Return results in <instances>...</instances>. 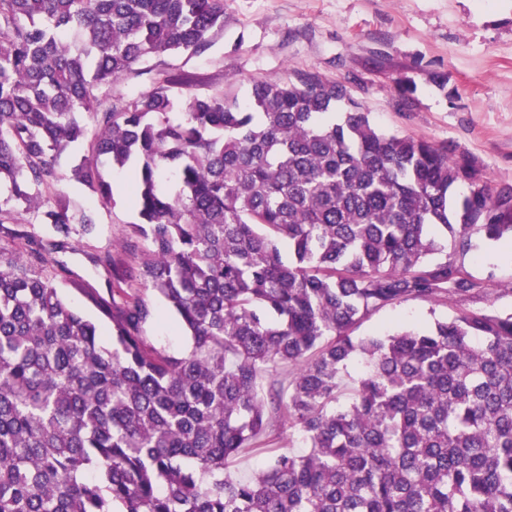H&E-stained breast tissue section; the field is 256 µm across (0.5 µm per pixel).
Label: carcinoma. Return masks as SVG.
Wrapping results in <instances>:
<instances>
[{
	"label": "carcinoma",
	"instance_id": "carcinoma-1",
	"mask_svg": "<svg viewBox=\"0 0 512 512\" xmlns=\"http://www.w3.org/2000/svg\"><path fill=\"white\" fill-rule=\"evenodd\" d=\"M223 29L224 0H0V182L52 232L10 248L31 233L0 205V512H512V316L353 335L387 306L472 297L459 258L476 233L512 238V186L381 131L315 73L254 79L242 104L149 65ZM80 148L68 179L105 204L101 167L129 171L138 215L134 264L92 258L105 291L45 258L95 224L44 200ZM126 280L189 348L144 335L157 308ZM285 430L308 451L226 471ZM267 462L268 454L264 449L252 448L240 454L227 466L226 471L232 475L259 473L265 469Z\"/></svg>",
	"mask_w": 512,
	"mask_h": 512
}]
</instances>
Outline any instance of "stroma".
<instances>
[{
  "instance_id": "35a3bbf8",
  "label": "stroma",
  "mask_w": 512,
  "mask_h": 512,
  "mask_svg": "<svg viewBox=\"0 0 512 512\" xmlns=\"http://www.w3.org/2000/svg\"><path fill=\"white\" fill-rule=\"evenodd\" d=\"M207 88L232 85L246 100L252 80H296L316 73L343 82L382 131L448 146L482 180L512 185V0H224V29L193 58L153 59ZM114 192L95 203L81 188L61 190L96 219L73 250L48 254L80 279L104 287L111 272L93 256L118 255L136 222L129 174L105 169ZM480 294L463 303L413 299L369 315L359 334H388L450 319L459 310L512 315V243L473 235L465 258Z\"/></svg>"
}]
</instances>
